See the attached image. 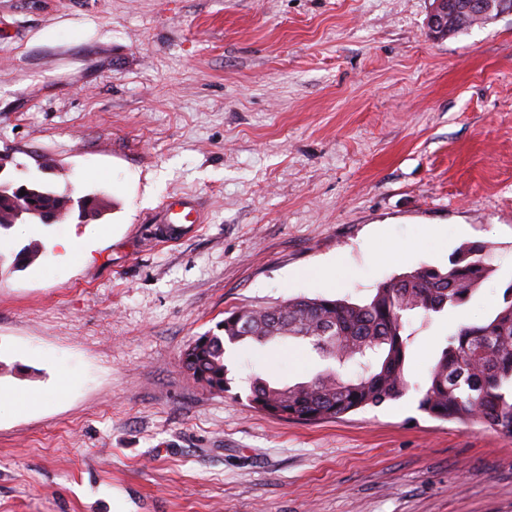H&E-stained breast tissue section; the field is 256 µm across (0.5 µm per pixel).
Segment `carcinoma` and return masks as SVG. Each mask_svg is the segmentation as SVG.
I'll return each instance as SVG.
<instances>
[{
  "label": "carcinoma",
  "mask_w": 512,
  "mask_h": 512,
  "mask_svg": "<svg viewBox=\"0 0 512 512\" xmlns=\"http://www.w3.org/2000/svg\"><path fill=\"white\" fill-rule=\"evenodd\" d=\"M468 0H448V32L458 33L487 23L467 9ZM33 208L50 206L69 216L85 208L98 213V195L72 199V194L34 181L27 184ZM17 221L13 192L0 195V230ZM485 244L462 247L445 269L421 266L381 282L364 303L344 299L294 298L271 307H242L220 324L224 335L207 332L181 354L182 367L199 385L214 391L228 388L224 342L231 344L298 338L319 356L357 367L343 378L334 370L311 380L279 386L257 376L247 396L249 406L279 419L306 422L339 419L403 397L410 384L404 375L413 333L407 315L429 325L434 317L468 303L490 279ZM43 254L34 243L13 254L11 265L24 268ZM415 390L421 412L440 420L482 424L512 438V282L495 313L482 324H461L445 339L428 378Z\"/></svg>",
  "instance_id": "cac0c4a2"
}]
</instances>
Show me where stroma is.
Returning <instances> with one entry per match:
<instances>
[{
	"label": "stroma",
	"mask_w": 512,
	"mask_h": 512,
	"mask_svg": "<svg viewBox=\"0 0 512 512\" xmlns=\"http://www.w3.org/2000/svg\"><path fill=\"white\" fill-rule=\"evenodd\" d=\"M432 8L0 0V150L106 205L0 233V254L44 248L0 266V512H512V439L431 418L414 390L284 421L249 407V384L325 370L308 343L227 345L224 393L180 362L236 307L362 302L474 242L495 272L458 311L412 320L409 383L499 304L512 14L437 39ZM173 195L204 212L169 235L151 218ZM73 232L85 246L56 261Z\"/></svg>",
	"instance_id": "obj_1"
}]
</instances>
